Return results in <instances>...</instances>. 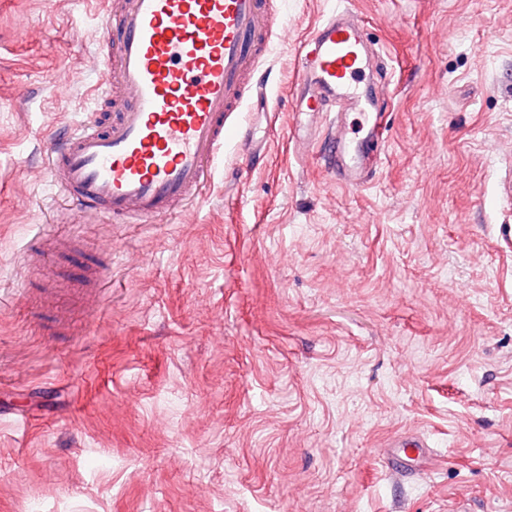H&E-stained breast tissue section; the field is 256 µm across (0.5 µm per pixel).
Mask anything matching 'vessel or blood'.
<instances>
[{"label": "vessel or blood", "instance_id": "vessel-or-blood-1", "mask_svg": "<svg viewBox=\"0 0 512 512\" xmlns=\"http://www.w3.org/2000/svg\"><path fill=\"white\" fill-rule=\"evenodd\" d=\"M266 34L261 0H120L107 11L98 88L107 96L121 87L119 110L109 124L89 118L45 150L72 212L144 224L196 203L215 159L244 130L239 113L266 96L250 55ZM374 56L364 21L343 9L314 28L293 89L300 112L324 119V170L349 187L369 183L374 147L385 138L387 100L365 88ZM428 449L407 437L380 454L404 476Z\"/></svg>", "mask_w": 512, "mask_h": 512}]
</instances>
